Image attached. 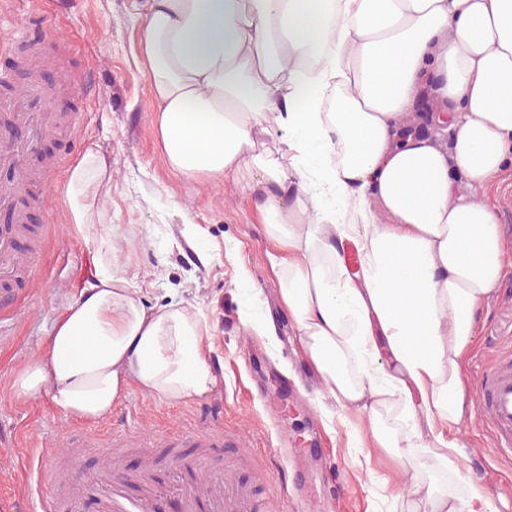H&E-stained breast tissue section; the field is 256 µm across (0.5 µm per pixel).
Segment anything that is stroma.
<instances>
[{"label":"stroma","mask_w":512,"mask_h":512,"mask_svg":"<svg viewBox=\"0 0 512 512\" xmlns=\"http://www.w3.org/2000/svg\"><path fill=\"white\" fill-rule=\"evenodd\" d=\"M141 0H0V100L20 81L16 59L2 52L20 32L65 41L74 82L93 72L98 92L64 99V129L50 132L32 149L30 169L52 168L38 187L31 224L20 237V270L11 298L0 306V508L23 512L36 497L39 474L65 466H99L96 448L70 453L71 438L107 441L123 449L115 468L133 473L143 461L134 440L160 437L153 455L161 469L190 461L184 433H223L224 455L215 470L235 493L250 484L283 512L281 474L272 457L281 443L298 449L315 475L310 512H327L326 500L345 488V512H387L390 492L381 480L394 466L380 452L363 460L345 434L327 432L328 416L340 408L320 396L306 366L292 316L279 297L280 284L268 254L272 246L259 223L256 200L239 193L233 180L195 185L174 177L155 144L153 101L147 69L135 55ZM112 158V184L105 201V233L112 239L115 271L140 288L146 305L188 301L205 312L214 339L219 378L206 398L171 402L131 388L97 422L64 414L48 396L16 397L12 383L36 357L53 319L94 276L93 256L68 224L59 189L73 161L91 144ZM498 209L507 263L494 296L484 304L464 363L469 392L501 355L512 356V166L488 194ZM261 300L247 304L251 289ZM256 313L274 322L268 338L247 330L242 319ZM459 438L463 474L482 480L498 512H512V458L497 451L496 437L480 405H473Z\"/></svg>","instance_id":"35a3bbf8"}]
</instances>
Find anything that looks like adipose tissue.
Listing matches in <instances>:
<instances>
[{
	"instance_id": "obj_1",
	"label": "adipose tissue",
	"mask_w": 512,
	"mask_h": 512,
	"mask_svg": "<svg viewBox=\"0 0 512 512\" xmlns=\"http://www.w3.org/2000/svg\"><path fill=\"white\" fill-rule=\"evenodd\" d=\"M140 20L160 155L184 181L258 198L280 301L349 442L457 473L462 362L505 264L485 196L512 161V0H146ZM274 127L279 149L262 139ZM111 182L97 146L67 171L97 271L14 382L92 422L133 387L179 402L217 384L203 313L147 306L114 271ZM408 496L411 512H496L473 479Z\"/></svg>"
}]
</instances>
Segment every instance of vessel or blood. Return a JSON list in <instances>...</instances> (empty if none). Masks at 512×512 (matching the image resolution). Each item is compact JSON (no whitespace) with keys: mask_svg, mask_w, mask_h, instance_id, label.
Masks as SVG:
<instances>
[{"mask_svg":"<svg viewBox=\"0 0 512 512\" xmlns=\"http://www.w3.org/2000/svg\"><path fill=\"white\" fill-rule=\"evenodd\" d=\"M10 50L34 78L8 107L30 125L34 137H46L54 127L58 98L72 94L73 88L63 73L49 88L37 80L36 74L49 52L46 39L18 36L11 41ZM29 189V182L24 180L0 184V211L15 213L18 224L24 223L25 215L17 211L16 205ZM16 245L15 228L0 230V278L16 270ZM477 399L499 444L512 446V363L502 362L485 372ZM192 441L199 452L185 476L173 480L161 475L151 461L135 476L118 473L108 448L102 449L103 461L92 473L51 471L40 479L35 512H85L90 501L96 512H153L163 488L170 483L180 494L182 512H235L224 498L223 479L210 474V461L224 446L223 434L198 432Z\"/></svg>","mask_w":512,"mask_h":512,"instance_id":"1","label":"vessel or blood"}]
</instances>
